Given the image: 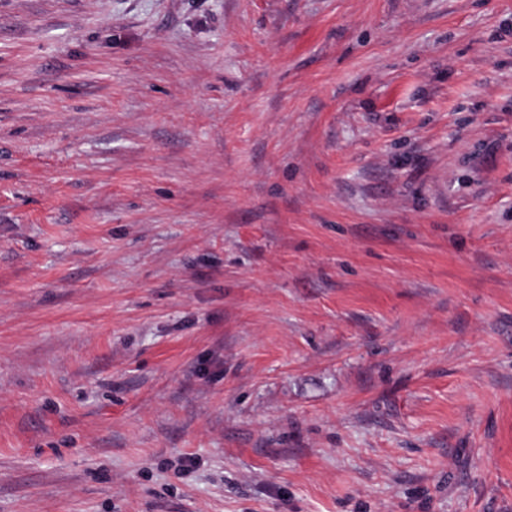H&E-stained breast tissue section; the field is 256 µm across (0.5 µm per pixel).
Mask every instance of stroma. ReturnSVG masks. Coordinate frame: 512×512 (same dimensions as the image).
<instances>
[{
    "instance_id": "1",
    "label": "stroma",
    "mask_w": 512,
    "mask_h": 512,
    "mask_svg": "<svg viewBox=\"0 0 512 512\" xmlns=\"http://www.w3.org/2000/svg\"><path fill=\"white\" fill-rule=\"evenodd\" d=\"M0 512H512V0H0Z\"/></svg>"
}]
</instances>
